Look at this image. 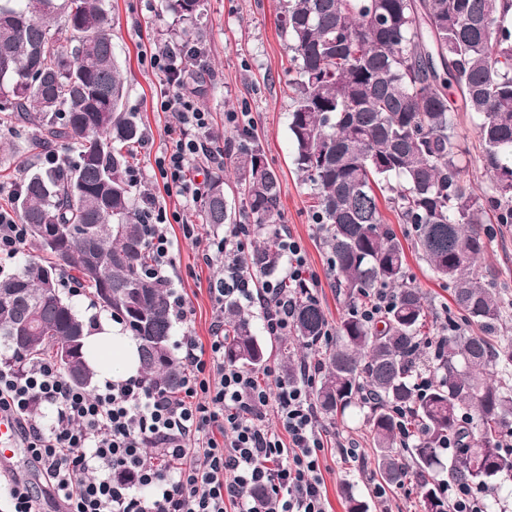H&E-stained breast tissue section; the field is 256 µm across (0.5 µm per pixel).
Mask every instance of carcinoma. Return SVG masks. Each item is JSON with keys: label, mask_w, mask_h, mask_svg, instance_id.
<instances>
[{"label": "carcinoma", "mask_w": 512, "mask_h": 512, "mask_svg": "<svg viewBox=\"0 0 512 512\" xmlns=\"http://www.w3.org/2000/svg\"><path fill=\"white\" fill-rule=\"evenodd\" d=\"M202 0H165L173 23L192 35ZM277 23L288 35L293 82L289 130L294 165L311 189L312 220L325 231L336 289L348 311L336 345L320 353L329 331L320 301L303 283L291 289V335L316 356L319 408L345 417L367 409L374 469L388 486L414 484L423 512H448L437 479L483 490L496 486L512 461L501 445L512 429V385L492 378L512 368V339L495 336L502 319L495 279L476 273L488 250V224H512V0H284ZM74 45L58 43L55 31ZM0 127L15 129L43 115L38 146L77 152L49 171L30 173L14 197L20 223L41 255L0 279V360L55 362L77 385H91L84 343L66 359L61 348L85 325L43 275L76 272L77 288L119 316L138 347L144 378L177 395L184 367L170 349L173 310L167 286L146 275L152 256L148 226L132 201L130 159L142 141L134 114L123 111L126 81L112 48L105 0H0ZM479 118L477 156L491 176L477 195L453 151V114ZM233 211L224 177L214 173L197 217L212 232L243 217L262 240L244 264L273 273L281 253V184L252 132L236 134ZM403 238L432 276L452 289L468 334L448 320V335L423 341L432 308L419 288L404 285L406 255L385 223L379 194ZM379 291L393 300L375 322L361 308ZM282 372L300 375L278 337ZM251 320L224 306V361L255 368L270 356ZM430 374L426 388L417 380ZM417 435L406 453L397 440ZM451 444L448 463L442 450Z\"/></svg>", "instance_id": "1"}]
</instances>
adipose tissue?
Returning a JSON list of instances; mask_svg holds the SVG:
<instances>
[{
    "instance_id": "ef3b65f1",
    "label": "adipose tissue",
    "mask_w": 512,
    "mask_h": 512,
    "mask_svg": "<svg viewBox=\"0 0 512 512\" xmlns=\"http://www.w3.org/2000/svg\"><path fill=\"white\" fill-rule=\"evenodd\" d=\"M85 343L87 360L100 382H117L137 375L136 343L111 319H101Z\"/></svg>"
}]
</instances>
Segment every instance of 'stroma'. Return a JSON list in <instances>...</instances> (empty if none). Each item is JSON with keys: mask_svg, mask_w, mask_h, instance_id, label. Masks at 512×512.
I'll return each instance as SVG.
<instances>
[{"mask_svg": "<svg viewBox=\"0 0 512 512\" xmlns=\"http://www.w3.org/2000/svg\"><path fill=\"white\" fill-rule=\"evenodd\" d=\"M282 0H203L197 28L200 46L209 67L199 73L191 85L195 99L211 114L209 137L217 144L232 139L233 130L225 123L229 112L248 113L250 129L262 146L268 164L278 174L284 221L296 238L307 260L308 275L318 283L312 292L321 302L330 325H337L347 310L344 297L336 291V274L332 270L322 242V233L311 219L310 189L296 171L292 158L294 145L289 130L292 90L289 84L291 52L287 37L278 29L276 15ZM114 17L112 43L115 55L127 78L125 111L135 113L149 143L139 146L134 166L140 179L135 195H155L167 211L186 212L196 219V204H185L182 198L167 195L155 165V159L167 140L165 113L156 111L153 98L158 79L142 61L143 52L154 42H168V16L162 0H106ZM39 122L31 114L24 127L6 131L0 128V208L12 209L14 190L22 182L28 168H42V150L32 148L30 137ZM457 128L453 146L463 166V177L475 193H483L490 179L475 157L478 148L477 119L468 112L456 115ZM176 245L167 269L173 288L182 294L191 313L186 321L175 322L173 336L189 333L208 341L215 312L208 291L217 268L206 267L198 258L191 240L182 236L179 224L167 227ZM405 281L421 288L432 298L435 328L458 318L459 312L450 291L431 278L426 266L414 252H407ZM479 272L494 271L500 300L505 308L501 322L502 336L512 338V224H497L488 251L478 264ZM321 425L333 443L321 461L327 512H346L345 497L354 494L366 500L369 512H421L419 493L406 484L387 489L384 497H376L373 489L380 479L374 473L373 449L363 415L339 421L321 415ZM356 449L357 461L343 462L336 443Z\"/></svg>", "mask_w": 512, "mask_h": 512, "instance_id": "35a3bbf8", "label": "stroma"}]
</instances>
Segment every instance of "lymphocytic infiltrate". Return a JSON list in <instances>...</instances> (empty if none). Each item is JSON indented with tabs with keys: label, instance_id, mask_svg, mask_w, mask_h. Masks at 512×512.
I'll use <instances>...</instances> for the list:
<instances>
[{
	"label": "lymphocytic infiltrate",
	"instance_id": "obj_1",
	"mask_svg": "<svg viewBox=\"0 0 512 512\" xmlns=\"http://www.w3.org/2000/svg\"><path fill=\"white\" fill-rule=\"evenodd\" d=\"M148 61L160 81L153 104L170 118L168 144L156 159L164 189L197 201L195 161L223 165L224 149L200 138L210 114L180 76L206 69V58L192 47L157 45ZM140 212L152 221L150 274L162 276L171 263L174 243L165 228L172 222L195 241L199 259L219 269L209 288L216 310L209 344L187 334L178 343L185 368L178 396L139 376L91 392L53 363L33 361L0 367V414L13 418L64 512H326L323 428L310 393L315 373L303 367L291 382L269 368L272 382L264 386L224 361L225 300L258 309L270 336L287 335L294 314L292 295L271 281L256 284L240 264L249 225L210 240L153 196L143 197ZM269 408L277 427L266 422Z\"/></svg>",
	"mask_w": 512,
	"mask_h": 512
}]
</instances>
